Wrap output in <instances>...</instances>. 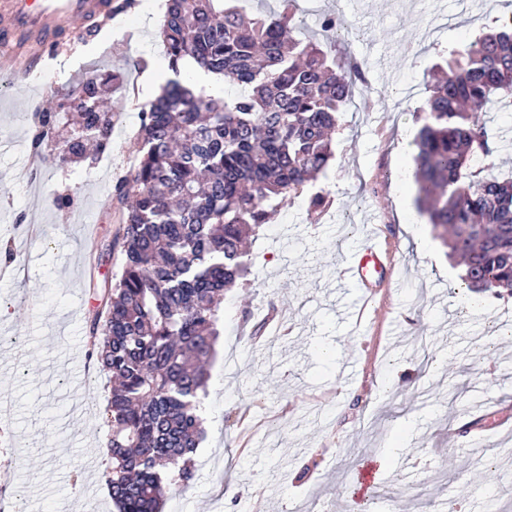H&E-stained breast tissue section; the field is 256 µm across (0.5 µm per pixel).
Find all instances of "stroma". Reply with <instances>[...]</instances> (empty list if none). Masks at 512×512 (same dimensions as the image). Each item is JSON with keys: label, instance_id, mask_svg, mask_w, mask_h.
Here are the masks:
<instances>
[{"label": "stroma", "instance_id": "stroma-1", "mask_svg": "<svg viewBox=\"0 0 512 512\" xmlns=\"http://www.w3.org/2000/svg\"><path fill=\"white\" fill-rule=\"evenodd\" d=\"M164 11L165 0H135L94 39L72 18L56 51L64 73L0 93V243L20 217L42 235L0 280V512H116L99 452L112 380L89 327L120 276L112 189L136 163L153 97L143 72L167 69ZM510 13L512 0H296L308 34L324 15L342 19L331 56L340 70L360 63L368 87L340 115L315 185L324 209L291 197L224 297L197 478L170 486L163 512H512V297L469 307L460 266L416 208L412 159L429 74ZM103 71L117 75L111 151L31 162L30 114ZM370 235L392 271L367 298L343 270ZM451 387L466 413L441 399ZM367 462L382 477L374 506L355 494Z\"/></svg>", "mask_w": 512, "mask_h": 512}]
</instances>
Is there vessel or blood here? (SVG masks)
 Returning <instances> with one entry per match:
<instances>
[{
    "instance_id": "b4317fda",
    "label": "vessel or blood",
    "mask_w": 512,
    "mask_h": 512,
    "mask_svg": "<svg viewBox=\"0 0 512 512\" xmlns=\"http://www.w3.org/2000/svg\"><path fill=\"white\" fill-rule=\"evenodd\" d=\"M110 10L109 0H0V79L13 88L26 85L34 72L43 69L45 56L71 16H80L92 29ZM387 271V252L368 241L347 269L367 288Z\"/></svg>"
}]
</instances>
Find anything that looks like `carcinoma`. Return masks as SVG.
I'll return each instance as SVG.
<instances>
[{"label": "carcinoma", "mask_w": 512, "mask_h": 512, "mask_svg": "<svg viewBox=\"0 0 512 512\" xmlns=\"http://www.w3.org/2000/svg\"><path fill=\"white\" fill-rule=\"evenodd\" d=\"M291 2L247 19L226 0H167L160 36L174 77L140 108L138 163L113 189L121 274L90 327L113 382L105 483L117 512H161L165 484L195 480L224 291L249 274L244 241L328 168L338 114L365 83L359 65L338 73L319 42L295 35ZM183 59L236 92L185 83ZM113 80L82 82L81 135L53 158L111 150L117 113L101 92ZM511 98L512 24L501 22L448 56L418 115L416 203L478 293L512 294V177L493 173L481 117ZM59 121L42 112L35 153Z\"/></svg>", "instance_id": "carcinoma-1"}]
</instances>
